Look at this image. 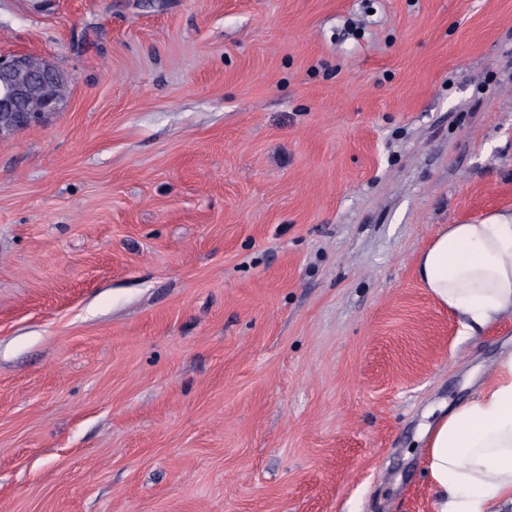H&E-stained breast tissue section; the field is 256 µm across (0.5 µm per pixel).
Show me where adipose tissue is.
<instances>
[{"label": "adipose tissue", "mask_w": 512, "mask_h": 512, "mask_svg": "<svg viewBox=\"0 0 512 512\" xmlns=\"http://www.w3.org/2000/svg\"><path fill=\"white\" fill-rule=\"evenodd\" d=\"M418 273L460 336L512 322V211L445 225L420 252ZM424 436L435 512H512V352Z\"/></svg>", "instance_id": "obj_1"}]
</instances>
